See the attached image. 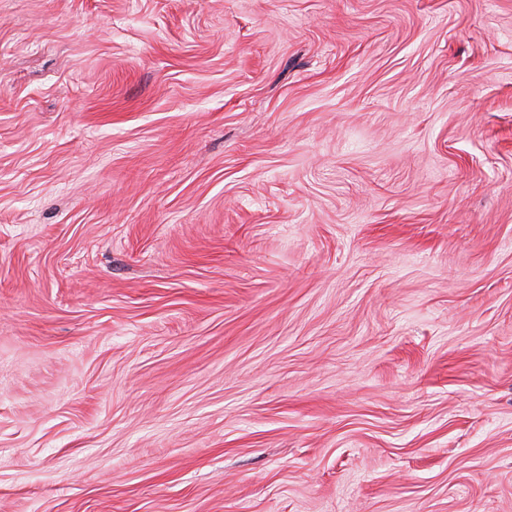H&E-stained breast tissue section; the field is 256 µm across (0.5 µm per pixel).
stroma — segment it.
<instances>
[{"instance_id":"stroma-1","label":"stroma","mask_w":512,"mask_h":512,"mask_svg":"<svg viewBox=\"0 0 512 512\" xmlns=\"http://www.w3.org/2000/svg\"><path fill=\"white\" fill-rule=\"evenodd\" d=\"M0 512H512V0H0Z\"/></svg>"}]
</instances>
